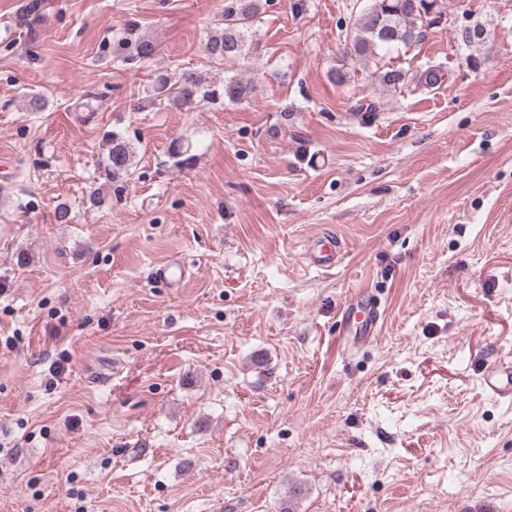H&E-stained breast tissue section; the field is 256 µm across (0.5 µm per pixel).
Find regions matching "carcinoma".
I'll list each match as a JSON object with an SVG mask.
<instances>
[{
    "mask_svg": "<svg viewBox=\"0 0 512 512\" xmlns=\"http://www.w3.org/2000/svg\"><path fill=\"white\" fill-rule=\"evenodd\" d=\"M443 0H368V4L357 14L352 31L350 52L362 60L378 58V50L393 44L410 45L423 41L427 28L423 15L441 8ZM262 0H224V9L205 41V51L214 60L232 62L246 58L256 49L254 30L261 10ZM123 49L128 51L125 59L148 64L155 57L154 42L138 34L136 25L130 24L122 39ZM372 78L392 91L404 87L432 89L441 85L445 74L435 66H420L412 74L403 67L386 63L376 67ZM157 95L163 101L186 111L196 108L203 100H217L221 97L238 103L248 98L251 88L237 79L224 83L223 92L208 89L201 76L194 70H184L179 76L178 86L171 89L170 81L156 77ZM382 101L366 96L356 104L355 111L362 117L370 118L380 111ZM132 151L125 138L114 132L109 137L107 162L104 175L110 181H121L129 173Z\"/></svg>",
    "mask_w": 512,
    "mask_h": 512,
    "instance_id": "carcinoma-1",
    "label": "carcinoma"
}]
</instances>
